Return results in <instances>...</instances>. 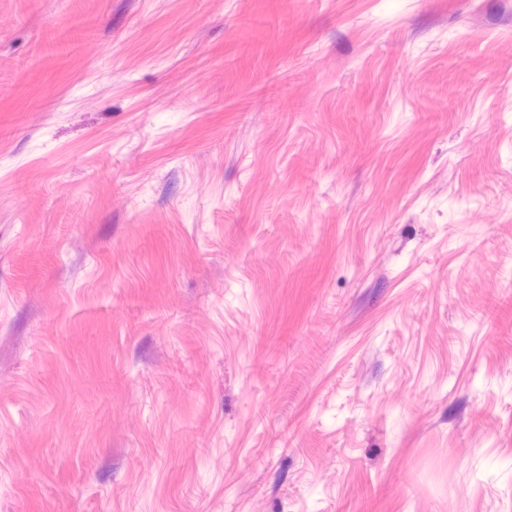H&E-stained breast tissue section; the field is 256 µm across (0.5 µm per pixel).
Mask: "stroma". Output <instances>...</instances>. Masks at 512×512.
<instances>
[{"label": "stroma", "instance_id": "35a3bbf8", "mask_svg": "<svg viewBox=\"0 0 512 512\" xmlns=\"http://www.w3.org/2000/svg\"><path fill=\"white\" fill-rule=\"evenodd\" d=\"M0 512H512V0H0Z\"/></svg>", "mask_w": 512, "mask_h": 512}]
</instances>
